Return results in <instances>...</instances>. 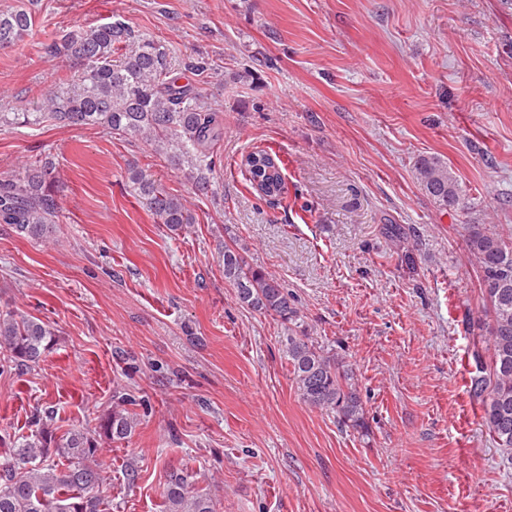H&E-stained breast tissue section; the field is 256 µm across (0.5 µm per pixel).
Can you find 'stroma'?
I'll list each match as a JSON object with an SVG mask.
<instances>
[{
  "instance_id": "stroma-1",
  "label": "stroma",
  "mask_w": 512,
  "mask_h": 512,
  "mask_svg": "<svg viewBox=\"0 0 512 512\" xmlns=\"http://www.w3.org/2000/svg\"><path fill=\"white\" fill-rule=\"evenodd\" d=\"M33 12L32 37L0 48V100L32 108L75 70L42 44L117 17L166 41L183 82L189 60L212 64L224 135L205 197L138 139L0 128V178L52 159L61 207L43 239L0 224V312L57 331L36 365L0 367V464L39 419L91 432L130 394L143 401L131 436L99 440L101 512H161L173 470L215 512H512V455L468 392L489 318L465 245L469 224L512 238V0H34ZM257 149L280 158L285 199L251 188L241 159ZM421 155L448 163L466 209L425 195ZM132 163L195 224L156 223L126 187ZM228 244L352 368L368 435L300 398L287 328L224 278Z\"/></svg>"
}]
</instances>
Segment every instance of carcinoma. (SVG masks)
I'll list each match as a JSON object with an SVG mask.
<instances>
[{
    "instance_id": "cac0c4a2",
    "label": "carcinoma",
    "mask_w": 512,
    "mask_h": 512,
    "mask_svg": "<svg viewBox=\"0 0 512 512\" xmlns=\"http://www.w3.org/2000/svg\"><path fill=\"white\" fill-rule=\"evenodd\" d=\"M35 18L30 0L0 11V47H11L32 36ZM51 60L71 62L78 70L55 81L36 106L19 111L0 104V127L93 126L138 137L182 173L197 193H214L213 148L224 134L217 113L206 101L202 85L211 65L194 61L188 68L199 77L179 84L172 77L168 45L136 33L125 21L71 30L42 47ZM253 189L270 198L284 194L281 160L264 149L249 153L242 163ZM50 161L0 179V223L15 233L38 238L56 222L60 207L52 190ZM416 179L424 193L443 209L464 207L462 189L448 164L437 156L415 162ZM128 188L158 223L177 232L195 222L182 199L154 175L136 165L128 168ZM466 249L476 265L489 316L485 352H473L475 372L469 393L482 405V422L498 447L512 450V241L482 224L466 228ZM224 279L238 299L284 324L296 323L297 311L288 292L273 277L246 264L232 246L224 245ZM55 342L48 324L12 313L0 314V358L28 366L39 361ZM286 353L297 391L309 406L336 414L338 422L367 434L365 409L348 370L336 355L309 343L308 337H287ZM123 397L101 428L111 439L130 435L134 426ZM96 440L84 433L56 436L48 423L16 445L15 461L0 474V512H99L108 485L107 471L96 458ZM164 512H213L212 501L192 489L189 475L170 473Z\"/></svg>"
}]
</instances>
